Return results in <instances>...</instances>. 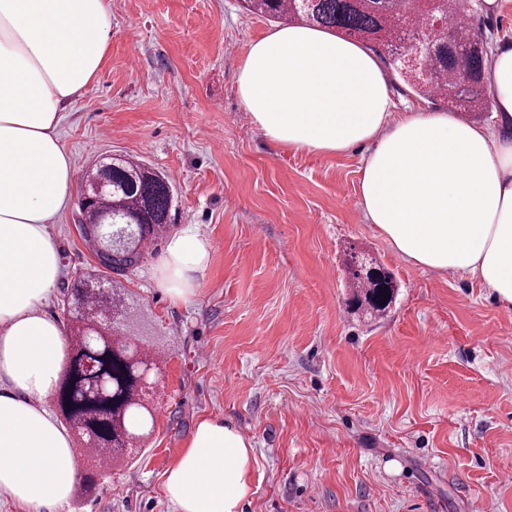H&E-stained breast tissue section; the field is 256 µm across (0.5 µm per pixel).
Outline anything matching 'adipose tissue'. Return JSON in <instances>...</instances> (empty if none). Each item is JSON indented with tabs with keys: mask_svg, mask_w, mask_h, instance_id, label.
<instances>
[{
	"mask_svg": "<svg viewBox=\"0 0 512 512\" xmlns=\"http://www.w3.org/2000/svg\"><path fill=\"white\" fill-rule=\"evenodd\" d=\"M107 0H0V500L61 512L79 478L48 401L67 344L47 308L61 280L49 226L71 198L61 113L98 75ZM497 124L445 112L394 118L388 77L369 45L306 26L251 42L237 91L253 123L288 149L367 147L359 204L402 259L471 277L512 305V40L485 72ZM210 261L192 228L173 233L158 287L186 301ZM253 444L231 423L200 419L164 488L177 512H238Z\"/></svg>",
	"mask_w": 512,
	"mask_h": 512,
	"instance_id": "1",
	"label": "adipose tissue"
}]
</instances>
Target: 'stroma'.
Returning <instances> with one entry per match:
<instances>
[{
    "instance_id": "1",
    "label": "stroma",
    "mask_w": 512,
    "mask_h": 512,
    "mask_svg": "<svg viewBox=\"0 0 512 512\" xmlns=\"http://www.w3.org/2000/svg\"><path fill=\"white\" fill-rule=\"evenodd\" d=\"M108 2L106 61L58 127L73 192L100 157L135 159L172 184L168 232L193 227L211 259L186 302L156 286L165 240L125 277L159 414L129 463L78 458L96 487L64 512H175L164 474L203 417L254 445L242 512H512V308L391 249L358 203L362 152L291 151L253 124L236 73L275 21L242 0ZM78 213L50 226L58 317L98 266ZM351 248L399 284L384 316L345 306Z\"/></svg>"
}]
</instances>
